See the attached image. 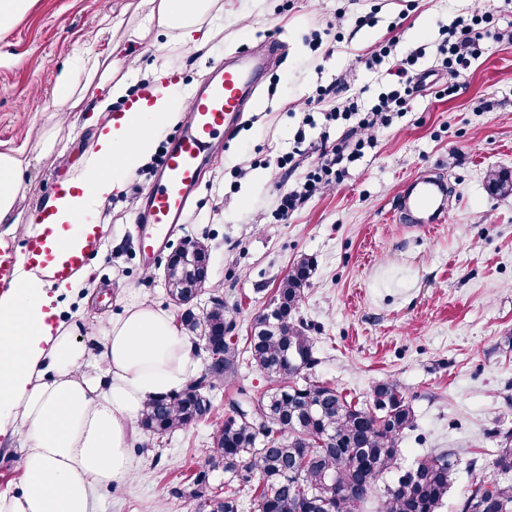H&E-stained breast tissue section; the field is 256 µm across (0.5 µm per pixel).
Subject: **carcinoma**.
<instances>
[{"instance_id":"cac0c4a2","label":"carcinoma","mask_w":512,"mask_h":512,"mask_svg":"<svg viewBox=\"0 0 512 512\" xmlns=\"http://www.w3.org/2000/svg\"><path fill=\"white\" fill-rule=\"evenodd\" d=\"M496 194L512 193V176L489 180ZM209 265L206 246L194 264L168 278L169 293L182 298L179 328L210 338L203 349V372L183 387L149 400L139 419L146 433L163 437L199 421L213 410L204 403L213 384L229 383L246 364L272 385L255 399H231L214 423L206 468L175 489L201 512H241L244 499L258 512H441L453 466L448 451L436 448L399 466L401 439L415 426V413L400 385L381 380L370 399L353 401L333 383L313 373L314 341L299 316L314 262L304 258L279 282L269 306L247 326L244 345L224 335L239 313L215 296L199 314L194 310L201 268ZM500 448L493 469L503 478L476 482L460 512H512V428L498 430ZM224 472V489L213 486L210 471ZM398 471L397 477L385 476Z\"/></svg>"}]
</instances>
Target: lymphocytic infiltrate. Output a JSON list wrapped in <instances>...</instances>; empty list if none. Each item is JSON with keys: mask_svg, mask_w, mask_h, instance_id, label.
I'll list each match as a JSON object with an SVG mask.
<instances>
[{"mask_svg": "<svg viewBox=\"0 0 512 512\" xmlns=\"http://www.w3.org/2000/svg\"><path fill=\"white\" fill-rule=\"evenodd\" d=\"M416 60V54L411 53L397 61L394 89L381 96L366 111H359L357 105L352 103L340 111L330 110L331 118L349 120L352 126L344 137L322 141L313 171L296 176L299 162L295 154L277 158L275 167L288 182L279 197L277 216L280 220H287L311 197L333 189L346 165L359 160L365 149L375 146L377 132L388 127L392 114L405 110L421 89L420 80L413 69Z\"/></svg>", "mask_w": 512, "mask_h": 512, "instance_id": "obj_1", "label": "lymphocytic infiltrate"}]
</instances>
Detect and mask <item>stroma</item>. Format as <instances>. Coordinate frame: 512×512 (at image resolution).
<instances>
[{"instance_id":"35a3bbf8","label":"stroma","mask_w":512,"mask_h":512,"mask_svg":"<svg viewBox=\"0 0 512 512\" xmlns=\"http://www.w3.org/2000/svg\"><path fill=\"white\" fill-rule=\"evenodd\" d=\"M137 2L34 0L0 33V143L25 147L30 157L15 202L24 221L54 199L57 182L75 176L110 112L125 105L85 107L55 131L60 72L97 54L116 61L113 81L142 91L145 75L165 71L188 94L214 58L277 40L287 52L254 111L207 164L186 223L160 251L145 256L133 237L130 201L151 170L133 174L124 193L97 209L101 247L86 270L88 286L56 299L58 323L98 353L104 338L90 330L92 317L142 297L177 314L164 272L181 242L196 238L207 244L210 266L195 305L206 309L217 294L240 306L242 337L292 264L310 257L315 270L299 315L314 340L317 375L361 398L375 381H397L416 415L400 462L434 448L455 453L444 512H457L492 473L495 430L512 427V194L487 187L490 173L512 172V41L491 35L512 24V0H495L493 21L477 26L480 56L453 76L441 48L472 0H216L206 23L222 33L196 47L156 27L127 41L112 19L138 25ZM339 13L359 26L330 29ZM412 48L421 51L416 71L428 79L411 110L393 115L336 188L277 220L281 180L273 163L292 150L296 130L316 141L340 137L347 126L319 109L302 113L301 104L341 77L347 84L336 105L377 103L392 88L394 62ZM374 51L381 61L366 65ZM53 133L56 149L41 153ZM426 170L446 174L453 210L427 231L394 223L403 185ZM24 221L0 224V239L21 245ZM212 429L201 421L160 439L138 434L130 448L136 478L98 489L96 512H195L174 489L201 469Z\"/></svg>"}]
</instances>
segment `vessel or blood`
Instances as JSON below:
<instances>
[{
  "mask_svg": "<svg viewBox=\"0 0 512 512\" xmlns=\"http://www.w3.org/2000/svg\"><path fill=\"white\" fill-rule=\"evenodd\" d=\"M240 58L237 65L224 57L214 59L190 100L186 118L169 143L158 176L147 188L135 216L140 226L137 244L143 254H153L161 234L182 222L201 184L204 161L214 140L232 131L258 90L262 62L249 51ZM447 213L446 184L425 175L408 181L395 209L398 221L426 227L442 223ZM33 223L21 251L0 244V288L10 287L23 272L56 282L71 280L87 268L99 249V225L70 229L55 223L54 210L47 205L35 212Z\"/></svg>",
  "mask_w": 512,
  "mask_h": 512,
  "instance_id": "b4317fda",
  "label": "vessel or blood"
}]
</instances>
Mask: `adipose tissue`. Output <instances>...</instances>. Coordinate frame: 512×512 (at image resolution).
I'll use <instances>...</instances> for the list:
<instances>
[{"label": "adipose tissue", "mask_w": 512, "mask_h": 512, "mask_svg": "<svg viewBox=\"0 0 512 512\" xmlns=\"http://www.w3.org/2000/svg\"><path fill=\"white\" fill-rule=\"evenodd\" d=\"M145 26L177 31L182 42L212 39L203 27L212 0H148ZM108 89L95 102L107 109L124 96L111 65L93 63L85 85L57 80L59 122L80 109L90 89ZM179 87L153 96L135 112L99 131L94 149L74 181L89 193L56 198L57 223L71 224L121 192L127 176L153 155L157 141L178 114ZM29 166L24 148L0 150V224H15L16 196ZM44 278L23 273L0 293V431L10 430L24 450L25 483L0 494V512H93L96 490L129 480L135 471L129 448L145 403L185 384L191 376L194 344L172 315L141 300L98 326L104 348L92 353L50 322Z\"/></svg>", "instance_id": "adipose-tissue-1"}]
</instances>
